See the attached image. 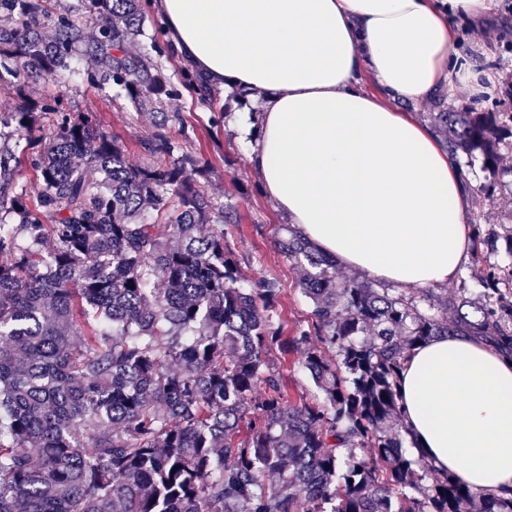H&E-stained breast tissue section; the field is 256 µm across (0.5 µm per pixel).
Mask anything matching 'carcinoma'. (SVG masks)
Masks as SVG:
<instances>
[{
  "label": "carcinoma",
  "instance_id": "1",
  "mask_svg": "<svg viewBox=\"0 0 512 512\" xmlns=\"http://www.w3.org/2000/svg\"><path fill=\"white\" fill-rule=\"evenodd\" d=\"M146 4L0 0L1 85L80 56L90 84L161 115L139 142L157 162L138 163L59 98L0 113V512H512L407 455L397 392L406 354L438 336L512 355V272L490 268L478 298L341 284L290 227L277 247L312 322L283 335L280 289L240 284L232 215L166 131L180 90ZM436 120L487 168L512 147L511 112ZM275 349L300 354L321 398L287 400Z\"/></svg>",
  "mask_w": 512,
  "mask_h": 512
}]
</instances>
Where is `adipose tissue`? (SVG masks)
I'll list each match as a JSON object with an SVG mask.
<instances>
[{"instance_id": "1", "label": "adipose tissue", "mask_w": 512, "mask_h": 512, "mask_svg": "<svg viewBox=\"0 0 512 512\" xmlns=\"http://www.w3.org/2000/svg\"><path fill=\"white\" fill-rule=\"evenodd\" d=\"M176 55L212 88L264 94L238 140L266 196L319 253L369 278L441 287L467 256L474 199L460 166L399 102L496 70L454 51L453 20L496 0H156ZM368 74L379 87L359 86ZM399 392L414 445L471 489L512 490V359L465 336L410 351Z\"/></svg>"}]
</instances>
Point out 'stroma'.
I'll use <instances>...</instances> for the list:
<instances>
[{
    "label": "stroma",
    "instance_id": "obj_1",
    "mask_svg": "<svg viewBox=\"0 0 512 512\" xmlns=\"http://www.w3.org/2000/svg\"><path fill=\"white\" fill-rule=\"evenodd\" d=\"M459 41L457 51L463 54L484 49L488 60H502L512 65V33L502 27H490L488 36H478L477 25L464 18L457 19ZM78 71L60 77H49L15 89L0 86V112H9L21 98L40 99L62 97L71 113L91 114L94 123L110 136L119 140L130 155H137L140 140L155 131L152 114L128 111L122 98H103L83 75L86 61H78ZM261 102L245 97L238 102L215 94L211 101L203 102L189 91L169 104L175 117L168 130L178 140H186L194 153L210 163L214 172L203 189L219 202L234 206L237 221L224 225V237L238 264L243 283L265 278L275 281L281 290L275 321L284 335H295L311 322V305L301 294L299 284L303 273L288 262L278 251L275 241L281 233L283 220L265 195L261 181L250 160L235 140L227 121L213 122L214 114L225 111L258 112ZM402 111L412 113L427 128H434L431 119L435 112H469L475 108V98L468 87L461 86L452 93L434 99L401 103ZM495 171H487L480 153L459 154L463 179L479 204L483 228L497 231L512 225V150L500 149ZM512 267V240L499 238L495 249L471 247L468 258L454 279L440 287V294H454L459 286H466L469 295L482 294L484 277L489 267ZM270 360L279 370L289 399H314L318 395L307 374L300 368L296 357L271 352Z\"/></svg>",
    "mask_w": 512,
    "mask_h": 512
}]
</instances>
